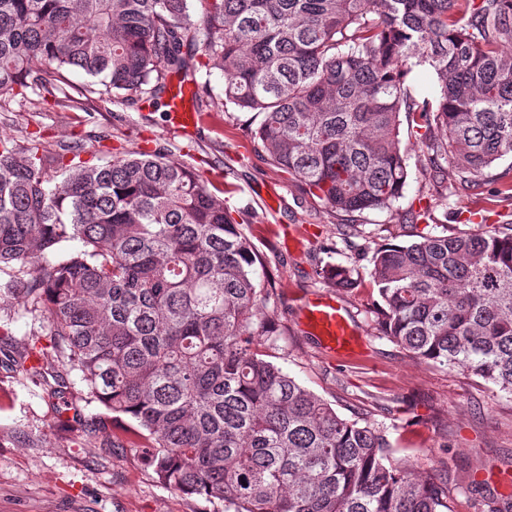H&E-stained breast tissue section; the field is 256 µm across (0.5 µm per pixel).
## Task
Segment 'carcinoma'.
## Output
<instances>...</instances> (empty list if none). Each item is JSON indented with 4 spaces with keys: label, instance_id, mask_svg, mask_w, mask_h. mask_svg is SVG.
Listing matches in <instances>:
<instances>
[{
    "label": "carcinoma",
    "instance_id": "1",
    "mask_svg": "<svg viewBox=\"0 0 512 512\" xmlns=\"http://www.w3.org/2000/svg\"><path fill=\"white\" fill-rule=\"evenodd\" d=\"M416 67L437 78L414 99ZM224 73L212 93L211 69ZM128 104L194 84L202 112H250L283 173L344 213L388 209L409 178L402 125L432 157L481 177L512 155V0H0V92L38 107ZM80 248L54 262L64 242ZM250 240L185 164L129 152L104 165L0 135V309L40 319L86 402L125 420L160 484L224 512H448L435 470L396 459L376 423L347 419L264 358L273 291ZM320 275L350 291L353 266ZM379 334L412 358L512 396V223L431 232L376 250Z\"/></svg>",
    "mask_w": 512,
    "mask_h": 512
}]
</instances>
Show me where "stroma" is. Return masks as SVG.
Returning <instances> with one entry per match:
<instances>
[{"mask_svg": "<svg viewBox=\"0 0 512 512\" xmlns=\"http://www.w3.org/2000/svg\"><path fill=\"white\" fill-rule=\"evenodd\" d=\"M248 113L207 112L196 131H174L164 102L128 107L92 99L70 109L39 107L0 94V132L48 151L79 142L80 156L102 165L118 152L164 150L223 198L225 209L262 260L271 281L268 305L277 329L262 346L270 361L347 418H365L386 432L396 456L437 470L452 512H512V398L482 379L410 358L376 329L377 294L369 281L342 300L364 338L361 353L333 357L301 326L300 303L332 292L320 277L328 264L366 271L376 248L411 240L425 224L446 234L472 233L512 222V155L471 186L456 163H430L422 142L401 144L408 183L392 208L336 213L307 186L280 172L251 139ZM276 194L274 208L263 200ZM294 227L300 244L286 242ZM38 321L17 309L0 311V350L35 343ZM69 406L60 410L44 382L19 379L0 366V512H207L204 500L158 483L140 453L101 405L86 403L70 372Z\"/></svg>", "mask_w": 512, "mask_h": 512, "instance_id": "obj_1", "label": "stroma"}]
</instances>
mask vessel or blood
I'll use <instances>...</instances> for the list:
<instances>
[{"mask_svg":"<svg viewBox=\"0 0 512 512\" xmlns=\"http://www.w3.org/2000/svg\"><path fill=\"white\" fill-rule=\"evenodd\" d=\"M192 90L182 84L171 89L166 99L174 129L197 127L201 116L191 106ZM303 324L316 336L322 349L332 356L348 357L363 347V338L353 324L346 307L331 294H314L302 306Z\"/></svg>","mask_w":512,"mask_h":512,"instance_id":"1","label":"vessel or blood"}]
</instances>
